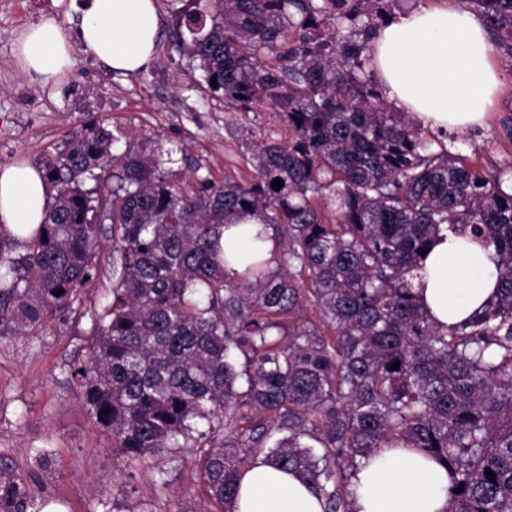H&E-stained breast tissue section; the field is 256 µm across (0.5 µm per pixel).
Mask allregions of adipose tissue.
<instances>
[{"mask_svg": "<svg viewBox=\"0 0 512 512\" xmlns=\"http://www.w3.org/2000/svg\"><path fill=\"white\" fill-rule=\"evenodd\" d=\"M72 28L46 19L20 33L17 59L23 73L46 82L63 79L72 38L111 70L145 69L154 59L160 30L157 0H88ZM371 69L396 109L432 131L484 127L503 76L493 61L483 19L459 0L409 7L379 28L368 43ZM49 189L38 166L19 160L0 167V223L17 236L42 224ZM262 223L255 218L225 230L221 242L233 268L253 250ZM492 248L452 236L424 256L416 286L433 320L448 327L482 311L496 291ZM449 471L404 448H385L364 461L352 479L354 512H445ZM238 512H323L320 497L298 473L257 462L244 471Z\"/></svg>", "mask_w": 512, "mask_h": 512, "instance_id": "1", "label": "adipose tissue"}]
</instances>
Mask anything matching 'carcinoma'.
<instances>
[{"label": "carcinoma", "instance_id": "1", "mask_svg": "<svg viewBox=\"0 0 512 512\" xmlns=\"http://www.w3.org/2000/svg\"><path fill=\"white\" fill-rule=\"evenodd\" d=\"M397 2L174 9L201 86L232 111L280 113L288 141L256 143L252 176L215 179L174 168L162 139L94 118L40 160L53 194L32 239L0 224V327L19 335L78 313L111 224L116 281L74 377L128 460L194 449L224 512L260 457L309 480L324 512H353L351 479L383 448L449 469L447 512H512V163L489 172L426 136L364 74ZM468 3L512 55V0ZM246 216L274 248L239 274L220 230ZM445 232L493 247L498 284L443 329L414 282ZM0 512H36L1 470Z\"/></svg>", "mask_w": 512, "mask_h": 512}]
</instances>
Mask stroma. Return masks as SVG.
<instances>
[{
  "mask_svg": "<svg viewBox=\"0 0 512 512\" xmlns=\"http://www.w3.org/2000/svg\"><path fill=\"white\" fill-rule=\"evenodd\" d=\"M161 37L149 67L117 74L90 55L73 56L61 95L53 97L20 71L14 43L29 24L51 18L67 26L58 0H0V166L24 158L39 162L92 118L126 131L160 136L184 171L245 177L254 142L278 139L279 113L232 112L207 98L192 79L195 62L172 40L175 28L162 0ZM503 91L488 124L459 132L454 146L484 169L512 161V58L496 50ZM116 260L104 252L86 285L78 318L53 320L35 336L0 331V469L35 498L42 512H222L205 503L188 452L148 466L129 463L91 419L73 370L87 358L93 318L112 287ZM47 466H37V455Z\"/></svg>",
  "mask_w": 512,
  "mask_h": 512,
  "instance_id": "obj_1",
  "label": "stroma"
}]
</instances>
